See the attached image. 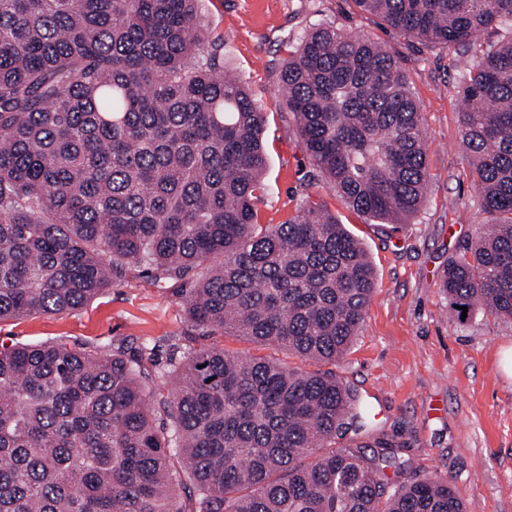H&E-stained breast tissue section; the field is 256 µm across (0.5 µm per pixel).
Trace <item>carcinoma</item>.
Wrapping results in <instances>:
<instances>
[{"mask_svg":"<svg viewBox=\"0 0 512 512\" xmlns=\"http://www.w3.org/2000/svg\"><path fill=\"white\" fill-rule=\"evenodd\" d=\"M408 36L465 47L512 0H355ZM200 0H0V321L75 310L138 272L185 294L193 327L334 364L375 289L325 205L261 224L267 116L224 73ZM303 148L350 210L402 224L429 180L396 56L334 24L280 72ZM461 141L487 230L448 264L456 317L512 319V38L464 76ZM207 274L198 276V270ZM160 376L138 351L0 350V512H467L404 472L384 437L336 447L368 408L330 371L203 346ZM372 449V454L365 449Z\"/></svg>","mask_w":512,"mask_h":512,"instance_id":"obj_1","label":"carcinoma"}]
</instances>
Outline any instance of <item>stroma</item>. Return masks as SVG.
Here are the masks:
<instances>
[{
  "instance_id": "1",
  "label": "stroma",
  "mask_w": 512,
  "mask_h": 512,
  "mask_svg": "<svg viewBox=\"0 0 512 512\" xmlns=\"http://www.w3.org/2000/svg\"><path fill=\"white\" fill-rule=\"evenodd\" d=\"M200 13L204 27L224 38L225 68L246 79L268 117L261 223H283L311 199L370 254L375 292L356 340L336 361L337 377L369 408L372 426L399 445L408 477L444 479L468 512H512V376L500 366L502 352L512 350V323L482 311L458 321L442 288L449 260L466 254L487 219L459 148L463 73L512 33L491 27L470 48L448 49L394 32L353 0H201ZM324 23L384 43L420 106L430 178L409 223H370L313 178L278 80L303 37ZM59 340L123 346L156 364L174 351L218 345L300 371L320 368L241 337L201 334L184 295L142 274L70 312L0 321V345Z\"/></svg>"
}]
</instances>
